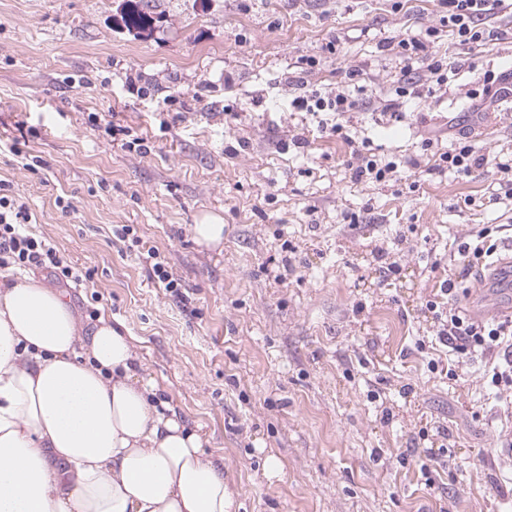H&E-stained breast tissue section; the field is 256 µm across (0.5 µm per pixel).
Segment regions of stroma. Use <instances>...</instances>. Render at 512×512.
<instances>
[{
  "label": "stroma",
  "mask_w": 512,
  "mask_h": 512,
  "mask_svg": "<svg viewBox=\"0 0 512 512\" xmlns=\"http://www.w3.org/2000/svg\"><path fill=\"white\" fill-rule=\"evenodd\" d=\"M438 10L0 0V181L90 278L34 274L82 318L123 324L159 397L223 457L237 512H512V458L496 452L512 420L476 385L480 356L459 361L426 308L463 273L460 238L512 221L493 167L434 168L481 122L476 149L512 161V112L483 93L512 68V39L471 49L444 36L447 88L398 97L404 63L381 43L424 36ZM132 12L147 24L128 26ZM312 55L309 87L355 92L341 134L290 106L291 68ZM356 147L397 162L396 176L353 181ZM207 222L223 224L222 246L195 241ZM125 225L140 249L121 241ZM149 249L179 293L158 286Z\"/></svg>",
  "instance_id": "35a3bbf8"
}]
</instances>
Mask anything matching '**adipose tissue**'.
Listing matches in <instances>:
<instances>
[{"label": "adipose tissue", "mask_w": 512, "mask_h": 512, "mask_svg": "<svg viewBox=\"0 0 512 512\" xmlns=\"http://www.w3.org/2000/svg\"><path fill=\"white\" fill-rule=\"evenodd\" d=\"M139 365L62 290L0 282V512H231L223 458Z\"/></svg>", "instance_id": "adipose-tissue-1"}]
</instances>
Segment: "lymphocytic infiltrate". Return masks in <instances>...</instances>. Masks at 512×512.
<instances>
[{
	"label": "lymphocytic infiltrate",
	"mask_w": 512,
	"mask_h": 512,
	"mask_svg": "<svg viewBox=\"0 0 512 512\" xmlns=\"http://www.w3.org/2000/svg\"><path fill=\"white\" fill-rule=\"evenodd\" d=\"M442 8L438 23L426 30L425 38H404L397 42L395 50L405 63L399 97L418 96L421 89H435L448 83V65L441 56L429 54L428 43L438 42L443 33H451L458 44L468 48H480L499 39L498 31L486 27L485 21L501 4L502 0H439ZM298 109L304 112H333L344 114L352 111L357 101L348 92L332 87L308 90L296 99ZM495 162L501 175H512V164L497 161L494 152L477 153L467 141H459L455 147L439 154L435 166L460 176L470 175L473 169ZM30 213L9 186L0 183V266L26 269L32 266L51 270L56 279L80 282L73 267L45 240L27 232ZM500 241L494 238L491 228L471 229L459 246L464 260L467 278H477L489 266V260L499 252ZM446 303L428 301L427 308L435 319L438 338L457 354L466 357L478 351L485 356V368L476 381L479 386H491L498 392L512 389V317L473 316L459 306L460 286L456 280H448L444 290Z\"/></svg>",
	"instance_id": "f902f5d3"
}]
</instances>
